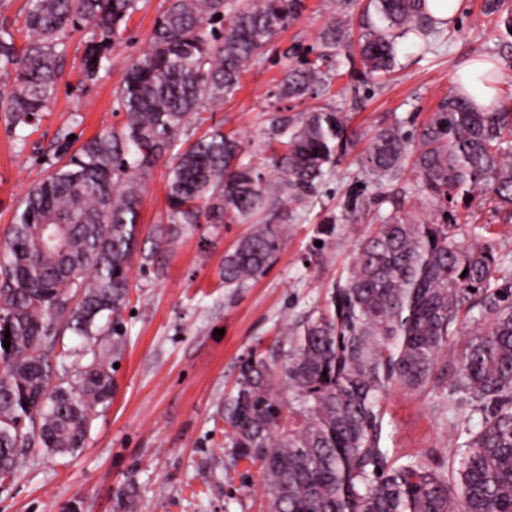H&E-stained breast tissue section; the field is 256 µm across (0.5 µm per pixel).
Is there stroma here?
I'll return each mask as SVG.
<instances>
[{
  "label": "stroma",
  "mask_w": 512,
  "mask_h": 512,
  "mask_svg": "<svg viewBox=\"0 0 512 512\" xmlns=\"http://www.w3.org/2000/svg\"><path fill=\"white\" fill-rule=\"evenodd\" d=\"M304 11L271 41L262 65L242 78V87L212 114L213 122L237 131L258 149L272 116L266 93L282 75L284 54L314 45L328 20L331 0H303ZM486 0H466L448 36L425 50L410 41L399 46V65L383 82L363 79L341 63L331 104L349 129L373 133L392 125L417 137L458 72L476 60L498 66L500 101L512 96V37ZM166 0H139L112 68L95 81H82L79 61L84 31L70 40L63 76L50 109L27 139L0 118V238L5 237L31 187L57 163L68 141L83 143L102 130L120 127L113 91L123 68L142 55ZM357 149H350L305 202H289L282 251L269 271L244 288H227L218 278L224 252L247 231L243 224H202L185 232L179 247L158 252L150 272L133 271L125 334L112 354L114 394L99 409L83 448L58 455L27 457L16 479L0 487V512H113L115 495L127 483L138 490L131 512H267L258 465L238 459L224 445L218 406L237 375L238 361L256 346L268 347L289 322L323 306L337 281L349 275L359 237L413 183L412 171L385 187L360 173ZM168 159L142 179L140 232L150 241L164 209ZM485 191L467 205L442 209L426 198L406 202L411 215L443 222L446 213L469 214L459 225L462 241L474 235L512 254V216L497 213ZM369 201L350 214L349 202ZM336 217L332 235L322 232ZM473 319L460 322L441 355L434 377L420 390H394L385 402L383 446L390 456L421 452L444 469L466 450L480 413L465 395H451L450 355L470 338Z\"/></svg>",
  "instance_id": "stroma-1"
}]
</instances>
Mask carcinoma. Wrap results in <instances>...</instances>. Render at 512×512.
<instances>
[{
	"mask_svg": "<svg viewBox=\"0 0 512 512\" xmlns=\"http://www.w3.org/2000/svg\"><path fill=\"white\" fill-rule=\"evenodd\" d=\"M137 4L27 0L21 47L1 22L6 123L38 125L76 31L88 29L84 79L111 65ZM354 5L336 0L316 44L288 59L277 96L331 97L339 51L355 40L374 78L391 72L399 39L427 44L448 27L429 16L426 0H368L356 33ZM303 9V0H169L114 91L122 126L65 147L67 160L29 190L0 244V484L37 448L62 455L83 447L97 407L111 402L112 362L96 345L123 342L135 257L144 271L187 229L248 224L220 269L224 287H247L281 253L283 228L271 220L287 216L288 200L311 196L360 141L328 106L298 122L273 114L270 155L257 162L243 161L244 140L221 124L186 138L207 125L203 112L235 96ZM164 156L165 208L150 254L139 255L138 174ZM358 162L379 186L411 168L412 194L432 202L484 188L496 208H512V107L483 112L452 87L416 143L397 126L383 128ZM401 207L357 241L352 271L323 307L286 325L270 349L249 352L224 395V438L237 458L260 465L268 512H512V277L498 276L512 256L487 239L466 244L456 225L418 221ZM473 298L489 323L457 355L450 386L480 403L481 429L449 475L419 453L390 460L381 446L384 400L429 381ZM68 332L81 344L68 345ZM135 494L124 485L113 512H128Z\"/></svg>",
	"mask_w": 512,
	"mask_h": 512,
	"instance_id": "1",
	"label": "carcinoma"
}]
</instances>
